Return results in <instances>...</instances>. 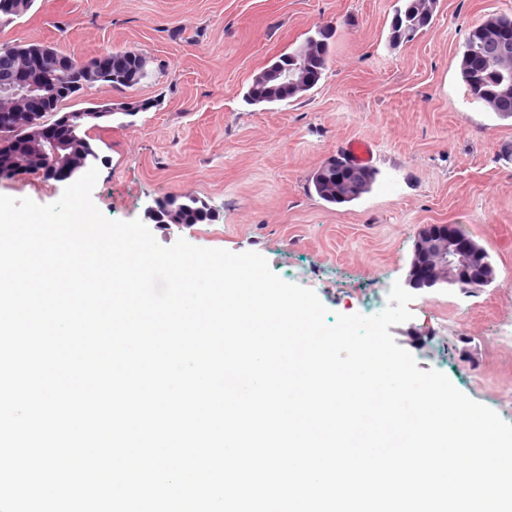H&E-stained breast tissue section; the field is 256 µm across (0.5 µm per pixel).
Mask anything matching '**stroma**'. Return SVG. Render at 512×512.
<instances>
[{"mask_svg":"<svg viewBox=\"0 0 512 512\" xmlns=\"http://www.w3.org/2000/svg\"><path fill=\"white\" fill-rule=\"evenodd\" d=\"M403 0H35L0 29L1 42H41L82 60L123 49L148 59L139 85H95L64 111L136 105L89 134L99 155L92 191L108 219L144 216L154 199L190 194L215 221L150 224L177 239L253 251L286 282L312 289L330 314L372 317L406 281L414 242L453 224L489 253L496 280L475 294L415 291L411 320L391 327L420 370L434 369L512 422V120L474 100L458 70L470 28L512 12V0H440L407 44L389 29ZM322 26L331 62L318 86L261 107L244 94L255 74ZM374 143L376 179L344 205L319 199L314 172L347 141ZM65 182L25 173L0 195L56 202Z\"/></svg>","mask_w":512,"mask_h":512,"instance_id":"stroma-1","label":"stroma"}]
</instances>
